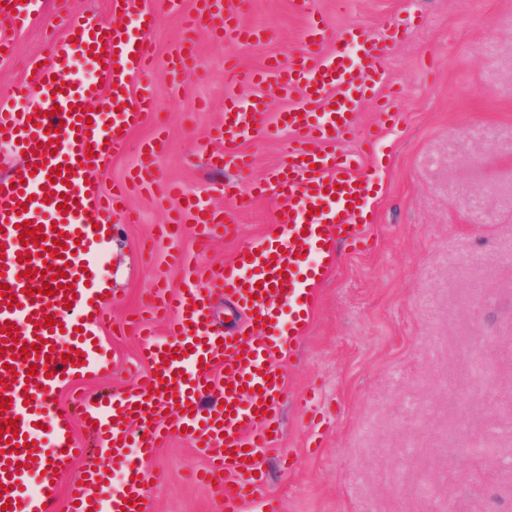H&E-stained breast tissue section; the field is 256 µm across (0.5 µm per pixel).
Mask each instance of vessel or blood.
<instances>
[{
	"label": "vessel or blood",
	"instance_id": "vessel-or-blood-1",
	"mask_svg": "<svg viewBox=\"0 0 512 512\" xmlns=\"http://www.w3.org/2000/svg\"><path fill=\"white\" fill-rule=\"evenodd\" d=\"M40 0H0V58L12 47L11 31L22 28L38 11ZM238 0H196L188 33L173 56L174 81L193 68L197 26L222 32L225 41L251 46L262 38L244 26ZM119 24L95 15L70 19L69 34L53 39L46 64L28 63L27 77L9 99L0 100V139L23 153L21 173L0 177V279L17 304L0 303V506L11 512H56L48 466H61L86 456L87 471L68 486L65 512H139L155 474L144 464L160 441L183 431L208 459L204 472L215 482L222 512H278L265 493L261 475L264 453L274 445L271 433L281 423L286 382L277 363L290 351L311 321L314 288L334 269L338 247L360 243L371 221L370 199L375 177L359 153L339 151L337 144L355 133L357 107L387 81L385 62L395 36L385 38L353 27L324 49L322 21L311 19L299 36L297 51L272 57L262 68L243 72L235 65L224 71V83H250L277 90L290 100L275 124L265 120L261 100L228 97L224 113V165L244 172L249 157L241 145L274 134L287 136L289 151L280 178L263 185L225 183L239 207L271 195L276 211L269 231L240 244L223 270L188 268L180 284L151 291L146 310L164 322L163 337L143 329L139 360L148 374L143 383L113 396L58 407L56 391L75 375L104 370L107 355L97 344V331L110 307L102 289L89 287L106 225L130 219L124 194H103L87 177L88 165L121 151L130 125L156 122L151 102L146 20L136 0H110ZM360 55L349 60L346 49ZM91 65L99 82L83 81L82 65ZM103 108H92L95 99ZM60 129L51 143L49 126ZM160 150L144 146L137 178L143 187L155 182L153 166ZM59 182H51L52 169ZM164 237L180 241L193 234L200 245L232 238L236 227L201 196L182 193ZM70 209L60 210L61 201ZM26 212H19V204ZM316 208L308 216V208ZM42 226L40 243H22L18 226ZM64 244L54 255L55 244ZM66 272L67 288L47 296L39 288L41 272ZM223 293L243 315L235 330L213 327L211 298ZM52 325H45V318ZM16 331L4 334L5 324ZM22 354H13V347ZM82 361H70L72 350ZM88 417L97 437V454L87 457L69 426L74 416ZM53 430L51 446L38 444L42 422ZM120 467L128 478L117 488L103 487L98 470ZM37 474L35 488L19 487L21 472Z\"/></svg>",
	"mask_w": 512,
	"mask_h": 512
}]
</instances>
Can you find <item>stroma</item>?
Returning <instances> with one entry per match:
<instances>
[{
	"label": "stroma",
	"instance_id": "obj_1",
	"mask_svg": "<svg viewBox=\"0 0 512 512\" xmlns=\"http://www.w3.org/2000/svg\"><path fill=\"white\" fill-rule=\"evenodd\" d=\"M194 0L175 12L139 0L157 20L146 31L154 99L166 124L132 128L124 150L93 166L103 192L125 186L134 223L119 225L102 251L97 285L115 291L113 325L100 337L109 371L77 376L59 389L96 396L124 390L138 351L137 331L123 325L157 279L179 282L172 246L160 236L173 203L163 182L181 184L227 208L224 173L212 154L224 121V67L244 69L288 57L303 17L291 0H247L243 22L266 29L262 44L241 48L196 35V71L172 84V48L185 32ZM329 35L351 24L399 39L387 60L390 85L360 104L348 151L377 167L373 222L364 245H343L336 269L316 288L313 316L279 367L288 398L282 436L266 451L267 492L281 512H512V0H315ZM96 11L112 21L109 0H44L42 13L13 35L14 54L0 59V95L23 65L47 58L49 36L63 19ZM397 122L380 141L367 128L381 104ZM163 136L161 183H130L142 146ZM250 180L269 179L288 140L249 144ZM494 382L478 378L471 355L478 339ZM465 427L472 446L456 450ZM206 467L188 440L172 434L146 463L163 473L150 485L149 512H217Z\"/></svg>",
	"mask_w": 512,
	"mask_h": 512
}]
</instances>
